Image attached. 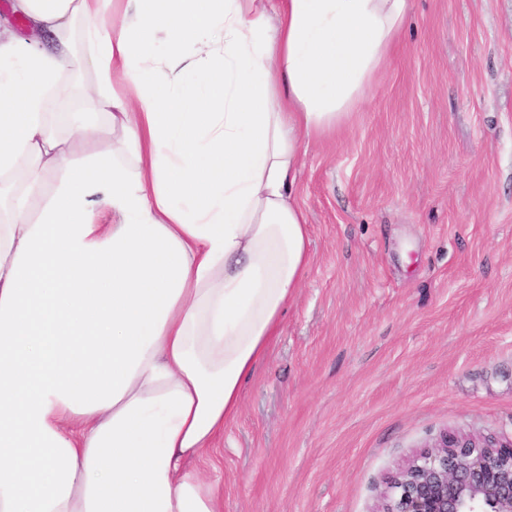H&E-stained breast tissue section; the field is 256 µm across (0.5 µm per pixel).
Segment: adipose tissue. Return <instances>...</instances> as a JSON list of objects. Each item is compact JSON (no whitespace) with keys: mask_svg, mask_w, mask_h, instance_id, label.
Listing matches in <instances>:
<instances>
[{"mask_svg":"<svg viewBox=\"0 0 512 512\" xmlns=\"http://www.w3.org/2000/svg\"><path fill=\"white\" fill-rule=\"evenodd\" d=\"M9 7L29 34L0 22V512H223L191 462L310 263L301 144L376 87L406 0Z\"/></svg>","mask_w":512,"mask_h":512,"instance_id":"obj_1","label":"adipose tissue"}]
</instances>
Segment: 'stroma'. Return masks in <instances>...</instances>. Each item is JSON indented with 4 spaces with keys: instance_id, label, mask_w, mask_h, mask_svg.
Segmentation results:
<instances>
[{
    "instance_id": "stroma-1",
    "label": "stroma",
    "mask_w": 512,
    "mask_h": 512,
    "mask_svg": "<svg viewBox=\"0 0 512 512\" xmlns=\"http://www.w3.org/2000/svg\"><path fill=\"white\" fill-rule=\"evenodd\" d=\"M377 88L305 141L311 261L200 462L224 512H375L441 435H512V0H408Z\"/></svg>"
}]
</instances>
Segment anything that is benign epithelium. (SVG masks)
I'll list each match as a JSON object with an SVG mask.
<instances>
[{
  "instance_id": "obj_1",
  "label": "benign epithelium",
  "mask_w": 512,
  "mask_h": 512,
  "mask_svg": "<svg viewBox=\"0 0 512 512\" xmlns=\"http://www.w3.org/2000/svg\"><path fill=\"white\" fill-rule=\"evenodd\" d=\"M378 512H512V437L445 433L391 477Z\"/></svg>"
}]
</instances>
